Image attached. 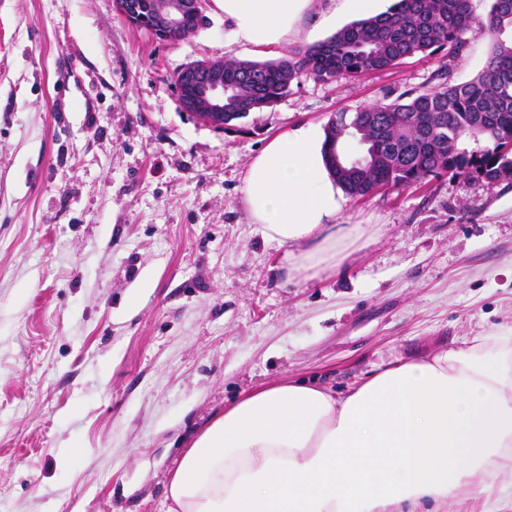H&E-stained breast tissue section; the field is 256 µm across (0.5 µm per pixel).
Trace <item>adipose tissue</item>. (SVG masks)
<instances>
[{"label": "adipose tissue", "instance_id": "1", "mask_svg": "<svg viewBox=\"0 0 512 512\" xmlns=\"http://www.w3.org/2000/svg\"><path fill=\"white\" fill-rule=\"evenodd\" d=\"M235 43L287 46L313 0H215ZM324 138L272 137L244 177L250 223L316 265L340 236L343 190ZM512 330L404 359L343 394L286 378L242 392L169 473L168 512H501L512 485Z\"/></svg>", "mask_w": 512, "mask_h": 512}]
</instances>
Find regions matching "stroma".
<instances>
[{"mask_svg": "<svg viewBox=\"0 0 512 512\" xmlns=\"http://www.w3.org/2000/svg\"><path fill=\"white\" fill-rule=\"evenodd\" d=\"M176 42L115 0H0V512H167L166 481L241 390L333 392L512 327V179L444 175L346 198L351 229L303 269L242 194L273 136L484 66L413 56L301 77L218 130L184 112L186 63L256 60L224 14Z\"/></svg>", "mask_w": 512, "mask_h": 512, "instance_id": "stroma-1", "label": "stroma"}]
</instances>
